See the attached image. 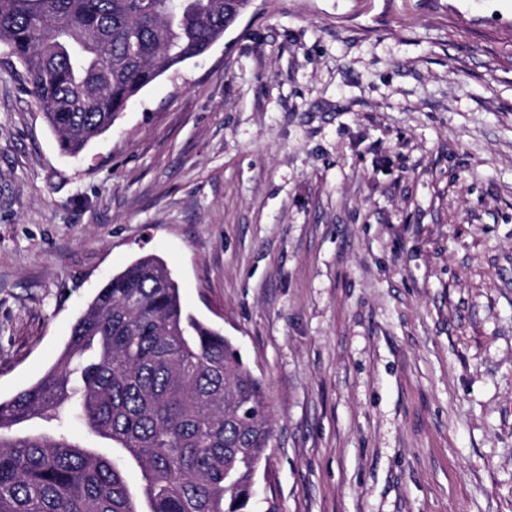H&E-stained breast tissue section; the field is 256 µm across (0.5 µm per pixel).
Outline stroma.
Wrapping results in <instances>:
<instances>
[{
	"mask_svg": "<svg viewBox=\"0 0 512 512\" xmlns=\"http://www.w3.org/2000/svg\"><path fill=\"white\" fill-rule=\"evenodd\" d=\"M146 254L276 512H512V0H253L75 157L0 46V398Z\"/></svg>",
	"mask_w": 512,
	"mask_h": 512,
	"instance_id": "stroma-1",
	"label": "stroma"
}]
</instances>
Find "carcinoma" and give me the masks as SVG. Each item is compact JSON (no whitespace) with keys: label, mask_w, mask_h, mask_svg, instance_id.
I'll return each mask as SVG.
<instances>
[{"label":"carcinoma","mask_w":512,"mask_h":512,"mask_svg":"<svg viewBox=\"0 0 512 512\" xmlns=\"http://www.w3.org/2000/svg\"><path fill=\"white\" fill-rule=\"evenodd\" d=\"M234 6L0 0V45L23 65L60 150L77 155L142 89L205 54ZM73 418L112 453L72 441ZM31 419L55 432L8 435ZM272 434L263 382L183 309L165 263L142 256L99 288L52 367L0 400V512H256Z\"/></svg>","instance_id":"cac0c4a2"}]
</instances>
